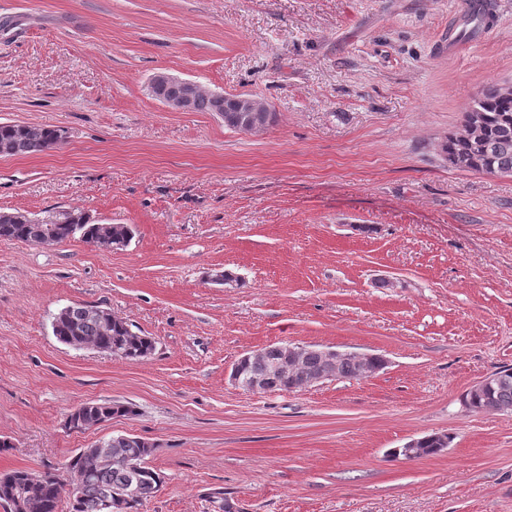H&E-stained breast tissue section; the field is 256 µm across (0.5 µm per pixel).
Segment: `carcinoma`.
<instances>
[{
  "label": "carcinoma",
  "mask_w": 512,
  "mask_h": 512,
  "mask_svg": "<svg viewBox=\"0 0 512 512\" xmlns=\"http://www.w3.org/2000/svg\"><path fill=\"white\" fill-rule=\"evenodd\" d=\"M473 107L484 116L482 136L485 142L481 163L473 167V171L512 175V96L502 95L499 83L491 82L474 101ZM62 140L63 133L59 129L0 122V149H4L6 156L40 154L55 148ZM469 149L466 135L448 140L443 145L451 163L454 157ZM65 216V221L49 224L17 212H3L0 214V243L23 241L36 245L46 238L49 228L57 243L78 238L106 250L112 249V242L117 239L133 237L131 226L92 223L86 213L77 208L66 211ZM97 309L96 305L75 303L61 310L52 323L56 338L68 346L87 343L102 352L115 349L117 358L130 363L143 362L153 355L156 346L152 337L133 331L125 320L114 315L108 318L101 316ZM278 356L275 346L270 345L259 359L239 362L243 376L250 378L266 374ZM322 365L321 356L310 353L299 361L293 377L286 381L275 376L269 378L268 390L299 389L305 378L321 370ZM358 366L355 357L340 361L336 367L337 379L355 378ZM489 404L512 412V368L496 372L484 390H469L463 396V405L472 413L487 412ZM132 414L134 408L128 404L88 402L76 417L75 427L88 430L114 417ZM152 451L153 448L134 435H117L112 437V463L103 462L92 449L85 448L70 460V479L67 482L52 471L37 476L23 469L1 472L0 503L9 506L20 499L31 505L30 512H59L61 499L66 497L69 499V512H106L104 505L110 494L129 482L130 473L124 462L130 461L142 465L147 479L138 497L125 506L127 512H134L161 486L160 475L146 464Z\"/></svg>",
  "instance_id": "carcinoma-1"
}]
</instances>
